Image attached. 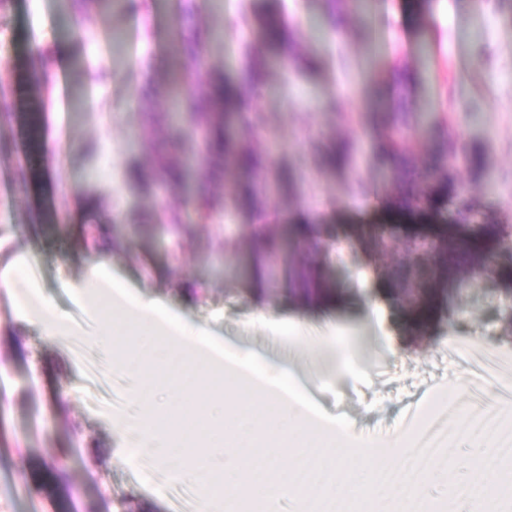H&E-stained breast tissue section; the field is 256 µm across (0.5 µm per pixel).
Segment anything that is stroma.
Listing matches in <instances>:
<instances>
[{
	"label": "stroma",
	"instance_id": "1",
	"mask_svg": "<svg viewBox=\"0 0 512 512\" xmlns=\"http://www.w3.org/2000/svg\"><path fill=\"white\" fill-rule=\"evenodd\" d=\"M265 14L303 19L293 54L319 60L302 70L280 60L278 47L259 43L269 66L249 106L261 117L252 142L274 170L267 221L288 239L280 268L305 255L293 235L298 206L313 214L321 237L343 242L322 259L331 294L309 309L294 303L277 276H266L254 293L250 220L238 211L227 209L207 224L186 217L178 237L157 224L159 206L177 210L193 192L221 191L206 169L166 192L122 176L131 162L153 171L160 142H173L176 156L197 152L200 134L164 123L156 143L140 139L161 104L144 94L130 105L127 64L113 61L112 35H121L126 56L145 49L147 80L160 89L187 82L181 36L220 26L224 39L202 47L198 72L234 77L242 65L239 28ZM343 16L337 32L328 0H141L137 13L100 2L88 22L99 37L89 41L76 32L63 0H0V85L12 92L0 104V275L20 253L35 254L44 295L81 330L46 338L0 290V512H200L196 481L157 483L120 451L116 420L133 383L107 369L110 350L91 339L106 316L64 287L83 278L90 236L101 227L114 274L137 294L162 298L214 334L287 368L325 412L347 415L361 440L422 434L459 379L477 386L483 402L496 398L497 381L479 358L512 362V258L490 246L481 273L416 279L409 293L395 275L409 266L411 240L454 224L462 204L512 231V0H371L368 17L349 10ZM53 44L67 47L55 68V117L42 110L32 80ZM400 97L412 111L438 119L404 131L406 149L427 156L449 132L463 148L455 180L465 193L395 220L376 210L395 188L377 145ZM54 122L62 141L48 150L43 134ZM338 139L351 145L354 176L322 162L323 147ZM106 149L112 174L102 179L95 172ZM373 225L389 226L393 250L376 249ZM377 283L387 290L378 317L368 306ZM351 326L361 329L357 357L368 377L321 378L311 351ZM475 335L484 339L481 348L468 343ZM447 336L456 337L454 346L444 344ZM60 462L67 473L61 488L52 479Z\"/></svg>",
	"mask_w": 512,
	"mask_h": 512
}]
</instances>
